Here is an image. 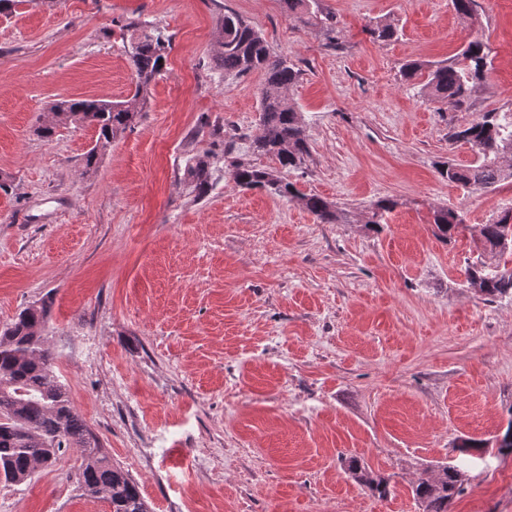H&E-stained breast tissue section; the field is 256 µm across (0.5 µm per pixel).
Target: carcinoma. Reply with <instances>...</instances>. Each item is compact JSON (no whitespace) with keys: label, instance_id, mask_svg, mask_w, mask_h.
<instances>
[{"label":"carcinoma","instance_id":"obj_1","mask_svg":"<svg viewBox=\"0 0 512 512\" xmlns=\"http://www.w3.org/2000/svg\"><path fill=\"white\" fill-rule=\"evenodd\" d=\"M288 16L303 24L313 21L322 25L327 39L334 40V29L320 17L318 0H284ZM165 41L156 31L141 30L133 37L131 66L135 78L130 101L108 100L61 101L54 105L56 120L35 129L37 136L51 139L59 127L89 122L95 125L96 146L85 157V167L92 168L98 158V147H104L124 133L135 122L146 103L150 83L163 69ZM217 61L224 76L236 78L261 72V133L253 140V151L271 157L276 167L259 168L239 163L232 171L236 186L261 189L279 197L300 201L321 224H350L351 215L318 194H305L281 176V170L300 167L309 154V142L301 113L285 102L287 91L299 80L301 71L284 58L272 55L266 40L244 18L225 12ZM491 67L485 42L474 39L447 61H409L403 76L414 80L426 76L422 90L453 111L467 105L474 89L484 80ZM452 137L470 145L474 160L467 165L450 160L438 164L439 176L471 192L484 191L511 180L512 171L503 170L497 162L495 148L512 147V114L486 112L472 122L456 127ZM210 176V164L203 158L189 166L186 177L191 186L201 189ZM398 202L384 198L368 211L366 223H386ZM464 218L448 208H434L430 224L434 235L448 242L459 233ZM512 243V206L501 209L498 219L482 228L483 246L496 247ZM466 283H481L486 301L512 299V273L484 267L473 259L466 263ZM49 307L43 302L22 310L14 322L0 330V479L19 484L39 469L51 466L66 448L79 451L82 462L79 480L90 493L102 494L111 512H151L139 483L104 452L97 435L76 411L65 387L55 373L53 357L47 347L43 329ZM491 440L468 438L461 452L481 455L489 453ZM346 470L372 494L391 495L389 479L375 473L356 456L344 458ZM439 481L430 483L419 478L412 494L423 512H448L451 501L463 490L464 472L458 465H444Z\"/></svg>","mask_w":512,"mask_h":512}]
</instances>
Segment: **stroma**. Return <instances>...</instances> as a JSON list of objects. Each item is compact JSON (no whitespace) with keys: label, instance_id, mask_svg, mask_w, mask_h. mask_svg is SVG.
<instances>
[{"label":"stroma","instance_id":"stroma-1","mask_svg":"<svg viewBox=\"0 0 512 512\" xmlns=\"http://www.w3.org/2000/svg\"><path fill=\"white\" fill-rule=\"evenodd\" d=\"M319 0L336 30L282 0H19L0 14V327L49 302L44 334L69 397L152 512H421L412 483L465 463L450 512H512V454L463 462L461 439L512 419V301H485L464 268L473 228L512 202V182L470 192L437 173L469 163L455 126L512 113V0ZM301 71L289 98L310 152L283 176L348 210L321 224L296 200L236 187L253 153L261 73L215 59L225 11ZM396 34L373 41L367 26ZM171 41L137 122L100 149L89 124L33 130L66 99H127L133 26ZM492 66L466 111L405 81L403 64L473 39ZM208 157L212 184L184 173ZM396 200L379 228L362 216ZM470 229L438 240L430 212ZM355 455L389 476L380 499ZM68 450L27 482H0V512H110ZM286 10L288 11V16L296 19L297 21L303 24L312 23V21H317L315 24H321L322 29L325 31V36L329 40H334L335 37L330 34H334V29L329 27L326 24L328 18L324 16L321 18L320 15L322 13L319 9V4L317 0H283ZM319 15V16H318ZM344 464L350 476L360 485L379 498L391 495L389 479L375 473L364 461L356 456L345 457Z\"/></svg>","mask_w":512,"mask_h":512}]
</instances>
